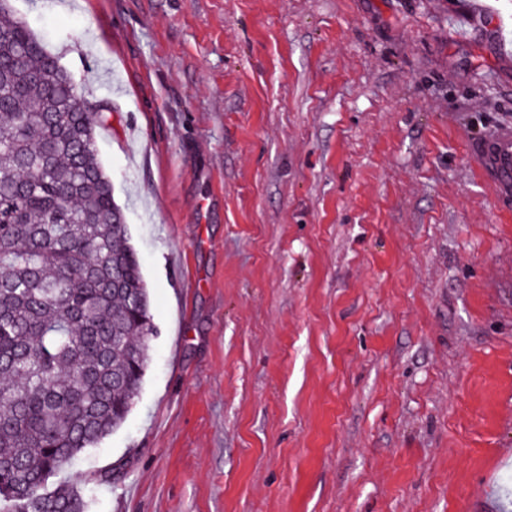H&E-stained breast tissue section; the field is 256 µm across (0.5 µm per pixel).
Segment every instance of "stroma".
<instances>
[{"label":"stroma","mask_w":512,"mask_h":512,"mask_svg":"<svg viewBox=\"0 0 512 512\" xmlns=\"http://www.w3.org/2000/svg\"><path fill=\"white\" fill-rule=\"evenodd\" d=\"M11 5L112 106L157 328L92 512H512V0ZM482 157L489 165L496 178L505 184L512 179V131L504 130L496 134L488 143L479 149Z\"/></svg>","instance_id":"stroma-1"}]
</instances>
